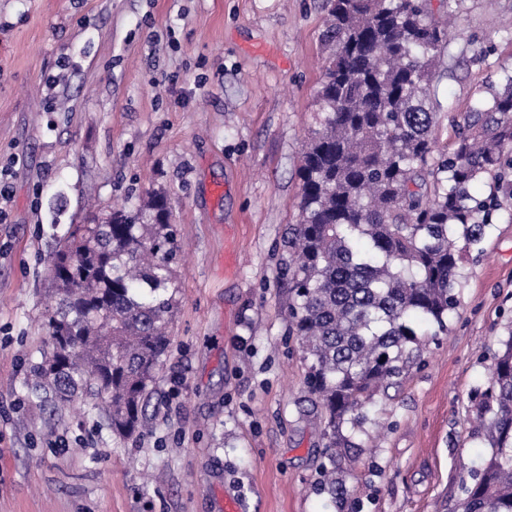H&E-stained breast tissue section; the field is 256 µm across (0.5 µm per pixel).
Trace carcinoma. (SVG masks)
<instances>
[{"label":"carcinoma","instance_id":"obj_1","mask_svg":"<svg viewBox=\"0 0 512 512\" xmlns=\"http://www.w3.org/2000/svg\"><path fill=\"white\" fill-rule=\"evenodd\" d=\"M326 4L321 129L302 154L299 220L288 231V316L323 409L319 490L334 501L347 495L342 467L355 447L344 428L360 426L425 335L448 331L464 259L500 207L471 188L487 177L509 185L512 75L439 148L433 67L448 28L429 0ZM169 215L155 193L143 211L117 209L57 236L50 339L28 389L39 405L58 411L89 397L112 432L128 437L145 425L170 347ZM472 403L473 439L490 452L449 512H512V333Z\"/></svg>","mask_w":512,"mask_h":512}]
</instances>
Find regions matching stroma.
Here are the masks:
<instances>
[{
    "mask_svg": "<svg viewBox=\"0 0 512 512\" xmlns=\"http://www.w3.org/2000/svg\"><path fill=\"white\" fill-rule=\"evenodd\" d=\"M325 0H0V512H435L481 463L471 393L512 333V200L469 255L459 307L352 440L346 499L314 489L328 440L288 333V227L319 127ZM449 142L512 73V0H459L434 67ZM171 203V352L141 434L26 383L48 341L51 221ZM60 202V213L50 205Z\"/></svg>",
    "mask_w": 512,
    "mask_h": 512,
    "instance_id": "35a3bbf8",
    "label": "stroma"
}]
</instances>
